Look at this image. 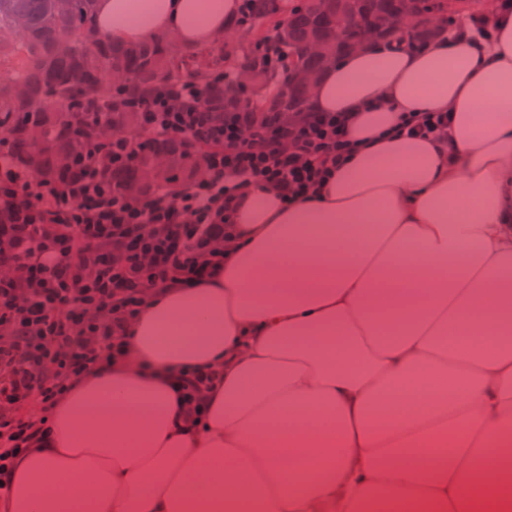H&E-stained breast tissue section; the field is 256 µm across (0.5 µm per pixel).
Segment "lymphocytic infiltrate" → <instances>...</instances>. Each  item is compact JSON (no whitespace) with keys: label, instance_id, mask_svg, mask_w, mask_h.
Returning a JSON list of instances; mask_svg holds the SVG:
<instances>
[{"label":"lymphocytic infiltrate","instance_id":"obj_1","mask_svg":"<svg viewBox=\"0 0 512 512\" xmlns=\"http://www.w3.org/2000/svg\"><path fill=\"white\" fill-rule=\"evenodd\" d=\"M230 79L82 97L48 174L0 125V493L60 399L121 356L147 302L223 264L254 193L296 202L346 164L354 114L259 112L246 93L224 98Z\"/></svg>","mask_w":512,"mask_h":512}]
</instances>
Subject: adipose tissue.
Returning <instances> with one entry per match:
<instances>
[{
    "label": "adipose tissue",
    "instance_id": "obj_1",
    "mask_svg": "<svg viewBox=\"0 0 512 512\" xmlns=\"http://www.w3.org/2000/svg\"><path fill=\"white\" fill-rule=\"evenodd\" d=\"M240 0H97L185 46ZM493 38L372 44L310 95L361 112L315 199H252L211 276L161 291L59 404L5 512H512V12ZM405 112L449 135L401 138ZM216 369L188 422L180 374Z\"/></svg>",
    "mask_w": 512,
    "mask_h": 512
}]
</instances>
